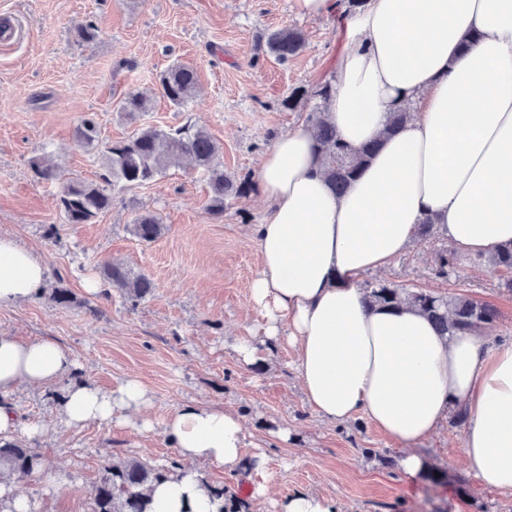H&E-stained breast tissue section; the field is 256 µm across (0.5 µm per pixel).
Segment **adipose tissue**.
<instances>
[{
  "label": "adipose tissue",
  "mask_w": 512,
  "mask_h": 512,
  "mask_svg": "<svg viewBox=\"0 0 512 512\" xmlns=\"http://www.w3.org/2000/svg\"><path fill=\"white\" fill-rule=\"evenodd\" d=\"M332 122L352 147L380 149L344 195H335L306 124L279 135L258 171L267 214L256 225L260 267L249 288L264 336L295 349L308 404L336 424L359 417L399 447L409 477L427 469L418 445L451 412L466 422L462 451L487 489L512 494V343L439 335L411 307L369 306L360 274L388 266L432 219L464 255L512 242V0H367L340 26ZM417 115L387 133L405 100ZM45 263L0 235V304L44 285ZM74 361L50 338L0 336V437L25 423L11 397L20 385L50 386ZM147 402L131 380L105 392L70 384V425L111 423ZM164 434L183 459L244 467L239 414L186 402ZM150 512H217L198 474L169 476Z\"/></svg>",
  "instance_id": "1"
}]
</instances>
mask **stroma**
Here are the masks:
<instances>
[{"instance_id":"stroma-1","label":"stroma","mask_w":512,"mask_h":512,"mask_svg":"<svg viewBox=\"0 0 512 512\" xmlns=\"http://www.w3.org/2000/svg\"><path fill=\"white\" fill-rule=\"evenodd\" d=\"M88 23L99 30L92 43L78 34ZM281 28L302 30L304 50L285 63L257 57L261 36ZM339 40L335 17H299L291 0H0V234L48 269L33 298L0 306V336L54 338L71 353L75 378L104 391L135 379L148 396L146 407L112 424L74 427L63 415L65 382L15 393L21 417L45 427L30 441L42 471L11 478L36 512H92L106 460L165 468L180 462L163 428L188 401L242 416L248 468L235 473L196 462L191 469L233 493L264 487L257 512H279L281 501L308 492L342 512H512V495L481 486L464 457L463 421L449 417L421 443L431 469L408 479L396 443L371 423L319 418L292 365L294 348L264 337L248 290L259 268L252 229L267 208L261 159L274 138L305 119L307 108L291 111L282 102L293 87L312 89L332 77ZM175 61L194 67L195 98L183 108L154 98L139 122L206 130L222 148L225 173L244 182L245 193L212 215L208 180L186 163L150 184L114 187L111 209L92 223H64V179L106 173L100 148L77 140L82 118L96 116L102 140L131 135L136 124L116 112L117 100L153 88ZM37 157L48 158L60 179L39 178L31 167ZM145 212L164 226L149 243L129 230ZM448 245L438 235L415 239L387 268L358 281L492 304L499 319L490 339L512 340V292L501 288L498 270L459 255L448 278L434 275V252ZM107 261L150 277L154 293L134 304L104 285ZM57 288L68 289L72 302L52 301ZM244 340L258 348L254 362L236 351ZM258 453L264 462L255 468Z\"/></svg>"}]
</instances>
